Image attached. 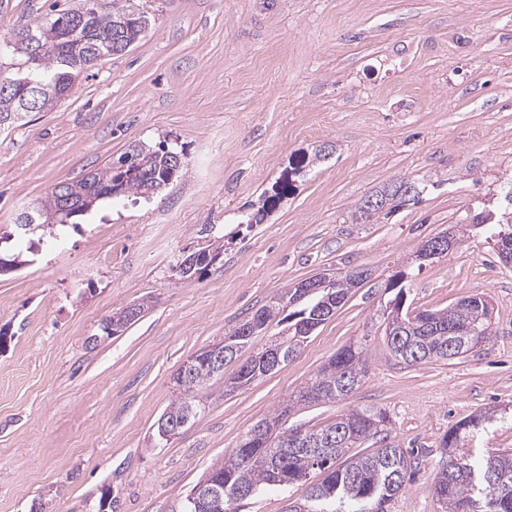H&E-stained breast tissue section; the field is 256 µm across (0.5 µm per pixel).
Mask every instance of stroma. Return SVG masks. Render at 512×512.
<instances>
[{
	"label": "stroma",
	"instance_id": "stroma-1",
	"mask_svg": "<svg viewBox=\"0 0 512 512\" xmlns=\"http://www.w3.org/2000/svg\"><path fill=\"white\" fill-rule=\"evenodd\" d=\"M73 0H0V32L45 21ZM151 27L102 59L48 112L0 128V236L27 265L0 276V512H174L207 468L339 348L367 338L369 375L350 398L298 406L284 426L325 425L353 408L384 410L414 477L389 512H442L441 440L496 408L474 452L512 448V267L482 229L418 265L421 243L512 187V0H149ZM168 141L185 173L151 198L123 197L60 228L56 244L13 238L17 216L130 145ZM332 145L325 160L302 156ZM419 203L350 219L397 178ZM288 179L276 209L240 228ZM237 238L201 278L182 255ZM373 272L301 351L248 388L198 393L175 438L156 436L173 375L194 352L277 292L323 271ZM406 274L419 309L481 293L489 342L448 364L389 353L378 311ZM153 297L121 335L104 319Z\"/></svg>",
	"mask_w": 512,
	"mask_h": 512
}]
</instances>
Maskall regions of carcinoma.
<instances>
[{
  "mask_svg": "<svg viewBox=\"0 0 512 512\" xmlns=\"http://www.w3.org/2000/svg\"><path fill=\"white\" fill-rule=\"evenodd\" d=\"M130 0H97V5L87 9L80 0L72 8L55 17L13 29L7 33L12 38L24 34L17 53L7 64L0 62V126L23 120L28 109L25 103L33 99L27 93L29 82L42 86L38 96L39 112L52 110L57 101L72 88L75 80L105 57L114 55L116 36L122 20L132 13ZM156 159L151 168L139 176L128 171L139 160L137 146H130L116 161L88 173L76 182L66 185L70 194L79 202L74 208L63 209L58 202V192L51 189L47 195L28 207L37 230L45 232L65 226L70 220L92 210L99 202L128 194L151 196L154 182L162 181L169 174L167 156L178 151L161 142L153 147ZM407 179L396 180L375 192V196L390 203L416 202L418 198L404 197L400 188ZM281 200L276 192L261 200L257 210L248 214L244 224L261 223ZM53 223H47V219ZM393 308L400 309L404 302V274L390 276ZM360 282L346 273L336 278L335 288L325 290L292 303L289 289L276 294L256 311L265 329L273 330L267 340L254 347V339L236 338V330L225 334L235 351L228 356L224 367L249 353L244 363L230 374L233 381L242 380V386L251 385L243 378L244 370L257 365L258 355L268 348L284 346L281 362L297 354L308 336L299 334L298 325L311 318L316 306L327 294L333 301L344 303L348 294ZM455 325L471 327L476 331L473 340L485 343L492 336L489 302L481 293L469 295V301L454 314ZM391 355L408 365L446 362L450 357H461L468 350H451L448 345V309H425L406 320L398 342L387 343ZM368 375L366 348L361 341L353 342L336 351L301 388V393L291 397L277 411L260 420L271 435L263 443L235 447L224 460L207 469V482L221 490L220 497L199 511L183 499L178 512H236L235 504L260 489L285 491L299 485L312 472L322 475L321 481L308 487L306 494L288 503V512H387V505L402 492L410 480L411 462L400 446L384 436L380 446L368 453H350V449L375 438L383 431L386 416L383 412L361 408L337 416L336 420L317 428L305 430L319 443L309 450L297 448L276 456L280 447L278 438L282 421L296 405L301 403L343 400L362 386ZM224 373L201 370L192 376L173 377L179 396L162 416L168 421L191 420L198 413L195 393L218 380ZM496 422V414H475L459 423L442 438V464L435 477V493L445 505L444 512H512V448H496L479 456L462 451L465 438L484 432Z\"/></svg>",
  "mask_w": 512,
  "mask_h": 512,
  "instance_id": "obj_1",
  "label": "carcinoma"
}]
</instances>
